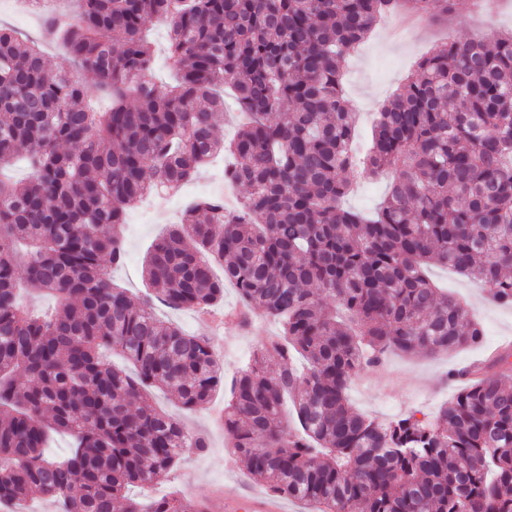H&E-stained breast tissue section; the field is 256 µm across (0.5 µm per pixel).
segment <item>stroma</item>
I'll use <instances>...</instances> for the list:
<instances>
[{
    "instance_id": "stroma-1",
    "label": "stroma",
    "mask_w": 512,
    "mask_h": 512,
    "mask_svg": "<svg viewBox=\"0 0 512 512\" xmlns=\"http://www.w3.org/2000/svg\"><path fill=\"white\" fill-rule=\"evenodd\" d=\"M511 31L512 0H498L489 12L476 5L475 0H456L447 21L422 22L404 39L393 41L391 49L386 51L381 48L385 26L377 24L359 49L347 56L343 73L344 93L357 109L355 152L360 155L367 152L372 141L374 114L400 92L418 61L436 45L449 39ZM223 182L224 160L219 157L187 183L183 196L172 198L159 194L131 208L123 229L126 262L109 269L113 281L135 298L148 292L150 285L143 277V262L151 242L167 225L179 222L194 200L217 195ZM429 275L439 287L467 303L470 315L485 329L484 345L436 356L387 353L383 361L386 372L380 381H373L370 373L363 372L349 387L350 404L365 415L390 420L418 411L435 417L440 406L459 387L458 382L450 379V371L482 359L486 352L505 340H512V308L495 302L481 283L438 265L430 266ZM240 305L237 289L228 284L224 287V300L217 308L223 316L218 324L209 325L198 321L194 312H174L161 305L155 312L162 320L210 338L224 368V377L229 380L238 367L248 363L258 347L279 332L275 322L259 315L254 316L249 328L240 327L237 319L229 315L231 309ZM151 399L159 410L179 419L189 431L203 434L208 448L202 453H186L161 485L132 488V495L140 498L177 490L189 499L202 502L215 487L227 488L236 496L265 492L264 481L246 473L236 462L223 427L214 422L207 409L185 410L174 394L159 390L152 391Z\"/></svg>"
}]
</instances>
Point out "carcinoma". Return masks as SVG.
I'll list each match as a JSON object with an SVG mask.
<instances>
[{
	"mask_svg": "<svg viewBox=\"0 0 512 512\" xmlns=\"http://www.w3.org/2000/svg\"><path fill=\"white\" fill-rule=\"evenodd\" d=\"M75 2L73 22L43 14V36L66 48L54 75L36 43L0 27V168L22 158L32 170L26 183L0 181V506L41 495L62 512H114L128 487L165 480L180 449L208 448L147 392L204 407L224 384L221 364L208 337L153 305L208 312L229 282L241 322L259 312L280 325L224 408L236 460L271 494L313 512H512L511 354L490 358L433 420L379 421L346 397L388 351L483 343L429 265L479 279L512 307V32L437 45L377 113L360 162L346 54L384 15L441 18L455 0ZM152 22L169 29L170 88L150 79ZM226 85L250 116L227 142L216 135ZM98 96L108 110L92 108ZM224 153V178L248 188L241 208L193 204L150 245L154 292L133 301L103 265L124 263L127 210ZM389 171L372 214L344 208L352 173ZM20 245L25 284L57 298L50 312L18 301ZM108 350L133 374L107 363ZM52 432L73 439L62 460L45 454ZM124 512L204 510L170 491L129 498Z\"/></svg>",
	"mask_w": 512,
	"mask_h": 512,
	"instance_id": "1",
	"label": "carcinoma"
}]
</instances>
